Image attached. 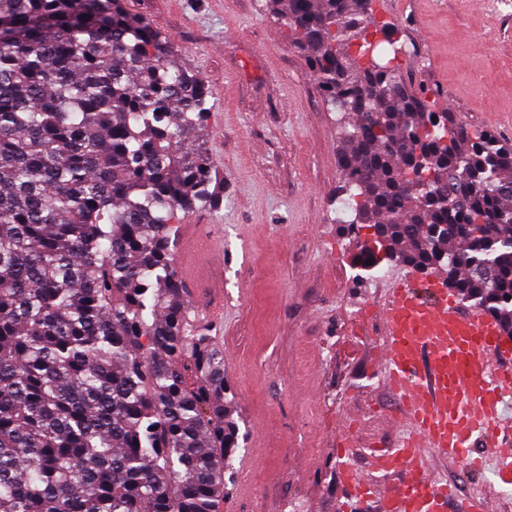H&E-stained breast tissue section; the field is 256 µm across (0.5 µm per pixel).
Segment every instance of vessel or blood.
<instances>
[{
    "instance_id": "obj_1",
    "label": "vessel or blood",
    "mask_w": 512,
    "mask_h": 512,
    "mask_svg": "<svg viewBox=\"0 0 512 512\" xmlns=\"http://www.w3.org/2000/svg\"><path fill=\"white\" fill-rule=\"evenodd\" d=\"M187 286L217 279L202 265L196 244L180 258ZM381 343L377 368L397 410L386 424L400 431L389 448H367L356 468L352 454L339 459V477L358 504L375 512H495L488 491L457 494L440 483L430 458L486 466L495 460L502 480L512 479V424L503 417L512 400V349L496 321L466 308L442 283L409 287L397 281L378 312Z\"/></svg>"
}]
</instances>
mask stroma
Listing matches in <instances>:
<instances>
[{
	"instance_id": "obj_1",
	"label": "stroma",
	"mask_w": 512,
	"mask_h": 512,
	"mask_svg": "<svg viewBox=\"0 0 512 512\" xmlns=\"http://www.w3.org/2000/svg\"><path fill=\"white\" fill-rule=\"evenodd\" d=\"M147 17L209 87L199 141L224 178L217 207L178 213L201 224L203 253L223 258V310H196L227 350L224 381L240 426L236 477L221 512H342L347 491L330 459L338 424L393 396L376 370L379 330L354 339L350 322L366 300L383 304L389 267L356 284L355 243L340 225L342 184L336 115L290 31L265 0H123ZM406 52L402 68L467 129L494 130L512 144V0H377ZM439 477L464 490L512 493L492 468L466 477L434 460Z\"/></svg>"
}]
</instances>
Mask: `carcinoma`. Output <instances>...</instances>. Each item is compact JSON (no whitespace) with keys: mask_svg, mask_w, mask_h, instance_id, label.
<instances>
[{"mask_svg":"<svg viewBox=\"0 0 512 512\" xmlns=\"http://www.w3.org/2000/svg\"><path fill=\"white\" fill-rule=\"evenodd\" d=\"M266 3L341 123L356 282L441 275L511 338L512 145L367 58L374 0ZM207 97L122 0H0V512H218L239 425L173 259L224 187Z\"/></svg>","mask_w":512,"mask_h":512,"instance_id":"obj_1","label":"carcinoma"}]
</instances>
